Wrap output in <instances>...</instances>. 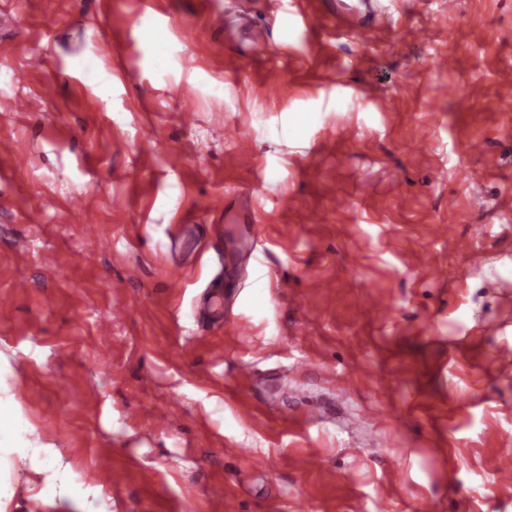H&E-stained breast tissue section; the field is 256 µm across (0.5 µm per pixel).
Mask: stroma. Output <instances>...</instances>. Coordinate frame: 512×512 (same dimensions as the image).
Instances as JSON below:
<instances>
[{
    "label": "stroma",
    "instance_id": "stroma-1",
    "mask_svg": "<svg viewBox=\"0 0 512 512\" xmlns=\"http://www.w3.org/2000/svg\"><path fill=\"white\" fill-rule=\"evenodd\" d=\"M325 2L0 0V393L106 512H512V0ZM353 20V15L349 12L348 9L343 11L336 7L335 10H329L327 12L322 13L317 18L313 16L304 17V22L307 26L314 27L316 24H327L330 23L332 26H336V31L343 30L345 28L351 27V23Z\"/></svg>",
    "mask_w": 512,
    "mask_h": 512
}]
</instances>
